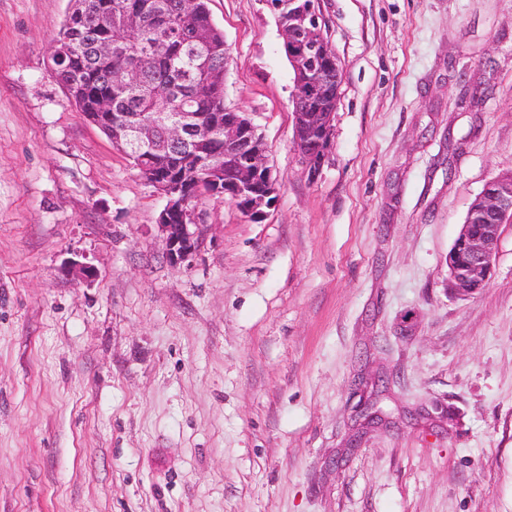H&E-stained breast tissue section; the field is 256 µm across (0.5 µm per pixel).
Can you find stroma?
I'll return each instance as SVG.
<instances>
[{"label":"stroma","instance_id":"obj_1","mask_svg":"<svg viewBox=\"0 0 512 512\" xmlns=\"http://www.w3.org/2000/svg\"><path fill=\"white\" fill-rule=\"evenodd\" d=\"M69 7L0 0V512H512V223L480 292L445 265L512 168V0H315L343 78L313 177L275 17L209 0L279 191L204 199L180 265L47 66Z\"/></svg>","mask_w":512,"mask_h":512}]
</instances>
